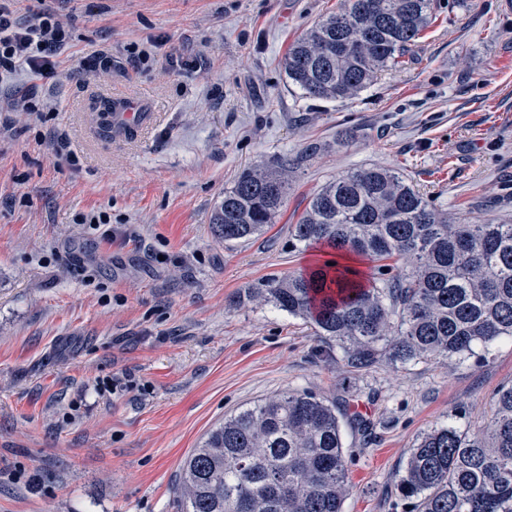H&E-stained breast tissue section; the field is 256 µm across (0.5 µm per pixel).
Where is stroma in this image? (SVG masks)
Listing matches in <instances>:
<instances>
[{"label":"stroma","mask_w":512,"mask_h":512,"mask_svg":"<svg viewBox=\"0 0 512 512\" xmlns=\"http://www.w3.org/2000/svg\"><path fill=\"white\" fill-rule=\"evenodd\" d=\"M340 3L53 0L68 27L55 79L0 85V512H179L185 457L226 416L287 390L366 406L372 437L342 427L345 512H404L417 437L487 423L512 385V341L483 359L355 371L302 319L233 302L315 261L289 248L290 227L357 167L394 169L457 221H512V10L435 0L418 46L357 98L305 97L281 60ZM22 96L50 112L30 120L11 107ZM100 96L155 120L129 141L99 138ZM313 141L275 224L214 235L242 172ZM87 214L106 215V231ZM116 378L133 385L113 390Z\"/></svg>","instance_id":"35a3bbf8"}]
</instances>
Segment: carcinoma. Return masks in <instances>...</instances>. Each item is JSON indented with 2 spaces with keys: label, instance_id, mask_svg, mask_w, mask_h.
I'll return each instance as SVG.
<instances>
[{
  "label": "carcinoma",
  "instance_id": "obj_1",
  "mask_svg": "<svg viewBox=\"0 0 512 512\" xmlns=\"http://www.w3.org/2000/svg\"><path fill=\"white\" fill-rule=\"evenodd\" d=\"M434 0H341L288 48L283 67L303 94L349 100L399 64L431 24ZM316 142L275 169L242 173L212 224L226 242L275 223L289 173ZM289 245H316L309 267L266 278L235 302L272 305L309 323L354 370L382 362H464L512 340V224H457L394 170L360 167L323 186ZM355 255L371 273L349 266ZM410 269L388 275L384 261ZM486 431L441 424L409 450L398 483L414 512H512V387L492 397ZM369 423L312 391H288L224 418L184 459L180 512H345L341 421Z\"/></svg>",
  "mask_w": 512,
  "mask_h": 512
}]
</instances>
